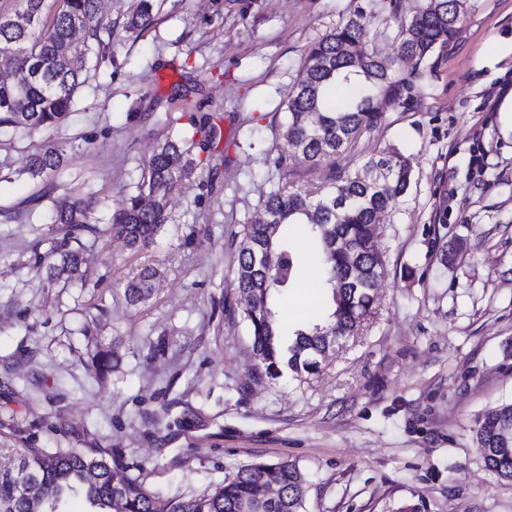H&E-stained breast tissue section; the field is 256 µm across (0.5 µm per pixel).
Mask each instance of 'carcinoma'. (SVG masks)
<instances>
[{
	"instance_id": "1",
	"label": "carcinoma",
	"mask_w": 512,
	"mask_h": 512,
	"mask_svg": "<svg viewBox=\"0 0 512 512\" xmlns=\"http://www.w3.org/2000/svg\"><path fill=\"white\" fill-rule=\"evenodd\" d=\"M465 0H427L425 6L401 24L397 54L387 63L363 41L365 7L357 6L334 28L310 46L307 59L288 95L287 120L281 137L287 152L274 164L288 167V153L299 154L311 168L329 170L323 192L313 195L288 183L275 185L263 199L267 222L243 225L245 245L237 258L239 291L254 299L242 310L251 336L256 368L271 379L286 367L299 377L315 375L335 350V335H355L374 314L373 288L385 273V261L373 248L381 225L378 216L403 196L411 169L396 148L370 157L350 172L336 159L363 133L379 125V101L409 104L417 82L425 76L423 63L447 46L456 32ZM153 0H135L126 29L141 34L155 21ZM100 0H20L12 13L0 12V51L9 55L11 77L0 78V130L15 135L60 127L67 119L78 88L88 73L109 59L110 45L100 35ZM405 63L411 72H403ZM337 83L356 84L362 92L341 112L331 109L326 93ZM201 137H213L206 114L190 116ZM65 162L63 145L48 140L28 156L27 173L33 177L58 175ZM199 163L179 140L160 143L144 162L137 194L107 220L95 217L97 201L76 197L56 205L52 223L64 240H79L77 232L102 222L112 235L139 251L158 242L172 222L166 209L169 196L195 175ZM385 168L382 186L373 175ZM346 242L350 255L338 251L325 236ZM317 248L321 263L315 284L329 293L327 320L311 322L287 337L274 298L297 287V235ZM83 248L51 243L43 259L45 281L59 280L85 287ZM156 277L151 267L127 281L124 298L131 306L149 300ZM115 354L98 348L92 353L96 370L114 368ZM512 402L486 411L476 423L475 441L486 449L484 466L500 480L512 482ZM17 465L0 472V512H59L69 496L81 494L92 512H302L307 488L299 468L288 461L251 463L235 475L203 488H178L164 494L145 476L127 472L106 448H17ZM276 486L280 494L263 502L255 498L258 481ZM53 499L42 500L44 488Z\"/></svg>"
}]
</instances>
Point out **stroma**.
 Wrapping results in <instances>:
<instances>
[{"instance_id":"35a3bbf8","label":"stroma","mask_w":512,"mask_h":512,"mask_svg":"<svg viewBox=\"0 0 512 512\" xmlns=\"http://www.w3.org/2000/svg\"><path fill=\"white\" fill-rule=\"evenodd\" d=\"M426 0H377L363 39L396 52L402 21ZM133 0H101L112 59L91 72L65 124L0 135V460L16 448H108L157 490L201 487L242 465L295 461L305 512H512V483L486 470L472 440L484 411L512 402V0H466L429 60L415 106L391 104L337 160L355 170L399 147L405 195L375 242L386 272L373 317L314 376L255 369L238 314L242 226L280 177V124L310 44L358 0H157L143 34ZM220 130L198 152L206 172L168 203L177 228L139 253L81 234L87 284L47 288L38 263L58 201L91 195L117 209L190 114ZM62 142L58 177L27 157ZM157 272L145 304L125 283ZM97 320L80 329L88 308ZM116 372L89 361L95 341ZM153 0H136L133 9L127 16L126 29L141 34L149 29L155 21Z\"/></svg>"}]
</instances>
